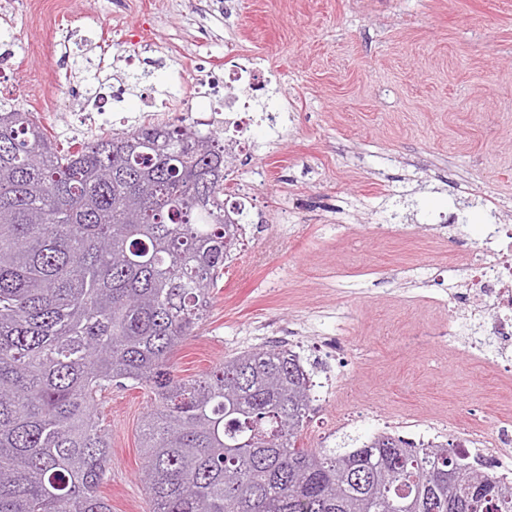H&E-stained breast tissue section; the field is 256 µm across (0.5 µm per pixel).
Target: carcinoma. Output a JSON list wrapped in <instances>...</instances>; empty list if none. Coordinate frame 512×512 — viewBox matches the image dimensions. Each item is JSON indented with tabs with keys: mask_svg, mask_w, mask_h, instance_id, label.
Listing matches in <instances>:
<instances>
[{
	"mask_svg": "<svg viewBox=\"0 0 512 512\" xmlns=\"http://www.w3.org/2000/svg\"><path fill=\"white\" fill-rule=\"evenodd\" d=\"M160 133L170 165L144 154ZM227 163L223 139L182 123L60 149L33 113L0 112V512H112L96 406L128 384L151 400L152 512H512V481L446 443L299 445L311 382L289 349L177 374L242 235Z\"/></svg>",
	"mask_w": 512,
	"mask_h": 512,
	"instance_id": "cac0c4a2",
	"label": "carcinoma"
}]
</instances>
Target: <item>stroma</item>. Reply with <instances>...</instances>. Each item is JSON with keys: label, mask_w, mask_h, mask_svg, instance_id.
Returning a JSON list of instances; mask_svg holds the SVG:
<instances>
[{"label": "stroma", "mask_w": 512, "mask_h": 512, "mask_svg": "<svg viewBox=\"0 0 512 512\" xmlns=\"http://www.w3.org/2000/svg\"><path fill=\"white\" fill-rule=\"evenodd\" d=\"M5 2L0 26L18 40L0 47V104L35 113L59 147L81 118L78 86L111 83V132L138 127L154 95L188 96L195 73L219 85L198 110L250 104L226 183L267 221L245 225L174 356L180 376L287 332L315 384L304 447L424 430L459 442L473 423L512 456V373L469 351L490 320L467 264L486 213L448 218L471 193L512 226V0H29L18 13ZM244 69L264 98L229 83ZM149 404L135 387L99 400L112 512H149Z\"/></svg>", "instance_id": "35a3bbf8"}]
</instances>
